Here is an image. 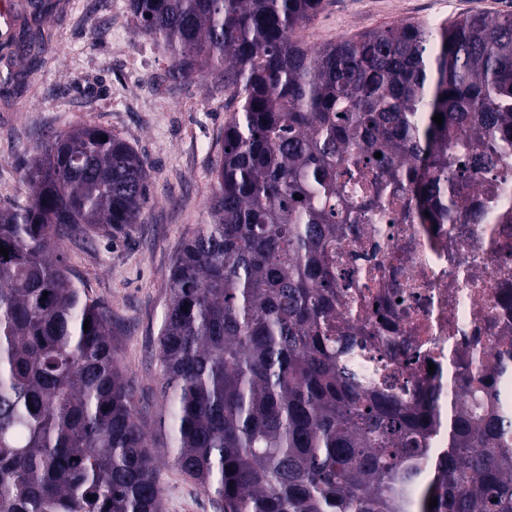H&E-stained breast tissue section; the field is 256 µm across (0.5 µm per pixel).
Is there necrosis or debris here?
<instances>
[{
	"label": "necrosis or debris",
	"instance_id": "1",
	"mask_svg": "<svg viewBox=\"0 0 512 512\" xmlns=\"http://www.w3.org/2000/svg\"><path fill=\"white\" fill-rule=\"evenodd\" d=\"M347 249L343 268L386 301L380 335L407 338L420 352L414 373L390 365L395 382L413 375L457 395L473 389L454 371L459 359L480 351L512 364V224H465L453 213L435 226L400 224L381 214ZM364 250L379 263L370 282L352 258Z\"/></svg>",
	"mask_w": 512,
	"mask_h": 512
}]
</instances>
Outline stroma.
<instances>
[{
  "label": "stroma",
  "instance_id": "stroma-1",
  "mask_svg": "<svg viewBox=\"0 0 512 512\" xmlns=\"http://www.w3.org/2000/svg\"><path fill=\"white\" fill-rule=\"evenodd\" d=\"M0 21V207L22 192L20 166L37 145L77 125L120 133L144 159L148 202L128 236L90 234L64 244L67 265L119 327L140 417L157 449L165 512H217L161 444L158 336L168 272L188 233L206 223L229 115L218 76L181 86L163 78L166 46L138 34L128 0H4ZM512 13V0H324L301 30L318 48L406 21Z\"/></svg>",
  "mask_w": 512,
  "mask_h": 512
}]
</instances>
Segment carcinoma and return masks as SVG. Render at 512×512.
<instances>
[{
    "mask_svg": "<svg viewBox=\"0 0 512 512\" xmlns=\"http://www.w3.org/2000/svg\"><path fill=\"white\" fill-rule=\"evenodd\" d=\"M322 6L129 0L170 51L166 79L216 73L232 105L209 220L168 275L174 466L220 512H512V368L494 370L495 393L478 373L480 394L441 418L434 386H398L381 363L417 349L346 313L336 270L378 214L433 224L471 170L507 167L512 14L311 49L299 31ZM147 179L122 136L79 126L35 148L23 197L0 208V512H163L111 315L63 254L77 235L126 234Z\"/></svg>",
    "mask_w": 512,
    "mask_h": 512,
    "instance_id": "cac0c4a2",
    "label": "carcinoma"
}]
</instances>
